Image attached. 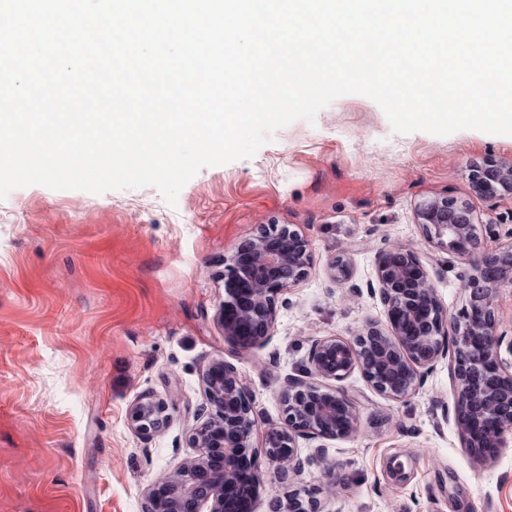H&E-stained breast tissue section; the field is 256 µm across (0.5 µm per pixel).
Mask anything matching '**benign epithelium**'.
I'll return each instance as SVG.
<instances>
[{
	"instance_id": "1",
	"label": "benign epithelium",
	"mask_w": 512,
	"mask_h": 512,
	"mask_svg": "<svg viewBox=\"0 0 512 512\" xmlns=\"http://www.w3.org/2000/svg\"><path fill=\"white\" fill-rule=\"evenodd\" d=\"M469 180L474 192L492 199L512 192V162L489 159L473 166ZM418 223L426 240L465 260L471 273L464 321L454 326L452 344L457 383L455 410L465 447L487 458L506 446L512 430V338L499 333L494 311L497 290L512 287V246L479 251L471 208L454 199H435L420 206ZM311 268L306 240L286 226L271 225L237 247L224 274V304L217 321L224 341L240 350L263 344L274 331L276 299L295 286ZM376 278L387 307L390 332L370 327L352 341L326 338L311 350V371L328 380H341L361 366L363 348L370 346L379 366L364 372L380 392L403 398L414 391L423 371L443 353L448 314L437 301L428 273L414 253L394 247L379 253ZM206 408L195 416L187 436L193 454L171 473L145 490V512H243L241 471L256 483L252 435L256 426L252 403L237 370L222 359L212 361L204 376ZM285 418L268 428L264 455L283 467L290 461L296 439L302 436L347 437L357 428L353 403L335 390H320L290 381L281 390ZM166 403L140 396L129 408L127 425L149 438L168 421ZM283 512H319L318 500L299 492L278 498Z\"/></svg>"
}]
</instances>
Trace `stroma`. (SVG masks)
Wrapping results in <instances>:
<instances>
[{
  "instance_id": "1",
  "label": "stroma",
  "mask_w": 512,
  "mask_h": 512,
  "mask_svg": "<svg viewBox=\"0 0 512 512\" xmlns=\"http://www.w3.org/2000/svg\"><path fill=\"white\" fill-rule=\"evenodd\" d=\"M489 157L512 161V137L397 134L377 103L349 94L253 158L201 169L172 205L152 186L11 191L0 200V512H144L146 486L190 453L216 359L252 401L255 450L284 419L288 379L339 390L357 411L351 436L298 438L288 471L259 459L251 512L294 488L317 489L321 512H512V433L486 462L464 447L452 354L404 398L361 369L327 382L309 364L317 340L387 328L372 285L391 247L420 257L449 321L461 320L469 267L428 244L416 212L455 198L472 208L482 248L512 245V193L484 199L469 180ZM264 224L302 235L313 265L278 296L272 336L245 352L216 317L226 258ZM340 255L350 276L337 282ZM144 394L169 406L147 439L126 420Z\"/></svg>"
}]
</instances>
